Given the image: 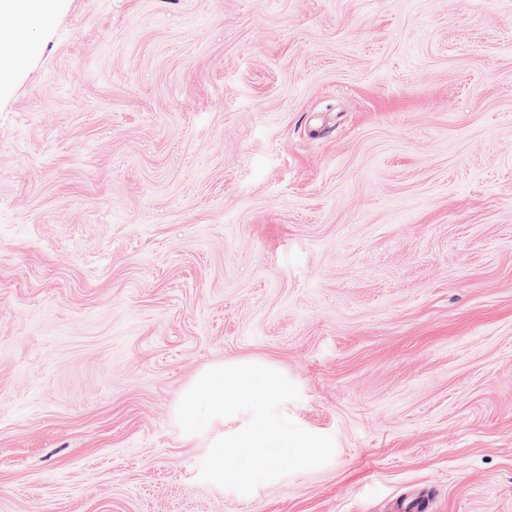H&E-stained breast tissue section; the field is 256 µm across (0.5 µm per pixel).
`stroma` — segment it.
Listing matches in <instances>:
<instances>
[{
    "label": "stroma",
    "mask_w": 512,
    "mask_h": 512,
    "mask_svg": "<svg viewBox=\"0 0 512 512\" xmlns=\"http://www.w3.org/2000/svg\"><path fill=\"white\" fill-rule=\"evenodd\" d=\"M0 81V512H512V0H60ZM332 436L248 496L183 391Z\"/></svg>",
    "instance_id": "obj_1"
}]
</instances>
